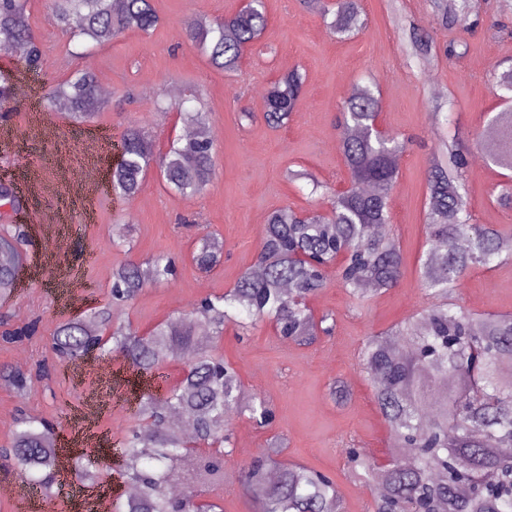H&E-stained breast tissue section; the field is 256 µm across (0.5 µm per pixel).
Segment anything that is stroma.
Instances as JSON below:
<instances>
[{"instance_id": "1", "label": "stroma", "mask_w": 512, "mask_h": 512, "mask_svg": "<svg viewBox=\"0 0 512 512\" xmlns=\"http://www.w3.org/2000/svg\"><path fill=\"white\" fill-rule=\"evenodd\" d=\"M243 0H153L160 17L150 33L128 32L84 54L82 47L52 23L45 0H28L27 14L40 42L44 66L35 72L28 97L16 98L8 119L0 120V181L11 183L18 211L0 216V225L24 224L30 231L25 267L13 296L0 298V316L9 327H31L16 342L0 341V370H19L30 378L26 395L0 385V446L8 444L19 413L43 418L57 427L59 447L88 425L94 442L88 453L106 463L103 443L120 444L133 423L130 411L112 414L93 398L123 402L132 395L127 360L112 357L110 374L100 375L92 359L60 363L49 339L64 321L93 306L111 302L112 271L129 261L162 253L177 265L174 279L147 285L120 319L149 333L168 319L190 314L196 302L233 288L254 268L263 224L282 205L329 211L326 199L307 181L289 172H308L332 190L350 175L339 149L336 119L353 85L372 75L382 100V116L392 133L409 138L399 156L387 233L404 257L397 286L362 305L352 304L336 269L312 298L316 314H332L335 329L310 347L283 341L268 323L243 332L227 324L214 352L231 363L246 397L271 403V429L234 417L235 448L224 483L209 492L224 512H255L240 467L263 451L271 433L282 434L286 460L330 474L342 496L344 512H373L377 489L354 476L346 449L361 448L384 458L390 432L373 401L361 349L369 336L401 325L430 298L419 284L424 250L427 175L437 158V116L451 114L460 136L476 140L468 157V211L474 224L512 227V209L496 203L494 187L503 170L492 164L484 143L491 118L505 108L493 86V65H512V0H483L478 14L460 17L449 30L435 25L430 0H362L368 16L363 33L342 40L303 0H266L269 26L250 49L240 71L212 69L186 40L188 18L216 19L237 12ZM428 31L437 45L454 40L467 50L458 58L423 60L413 55L402 22ZM107 76L111 107L93 123L78 128L61 112L50 111L54 88L80 68ZM306 75L303 101L288 126L269 128L261 114L269 81L291 69ZM202 92L214 130V174L205 191L181 196L156 174L133 199L119 192L88 189L67 178L72 169L101 154L115 156L124 130L139 126L166 149L184 125L176 107ZM254 113L239 118L240 108ZM134 227L132 250L115 246V229ZM224 241V260L210 272L191 260L200 232ZM455 297L476 316L512 314V264L477 267L459 282Z\"/></svg>"}]
</instances>
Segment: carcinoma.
<instances>
[{"label":"carcinoma","mask_w":512,"mask_h":512,"mask_svg":"<svg viewBox=\"0 0 512 512\" xmlns=\"http://www.w3.org/2000/svg\"><path fill=\"white\" fill-rule=\"evenodd\" d=\"M436 23L447 29L461 14L479 11L474 0H432ZM27 0H0V50H21L32 71L43 66V53L32 34ZM321 15H333L329 27L341 38L367 28L361 0H339L332 9L326 0H304ZM56 25L84 45L95 48L127 32L147 33L160 18L152 0H48ZM268 26L264 0H252L235 14L209 21L190 18L188 41L222 72H236L246 52ZM407 38L415 53L430 57L434 41L412 24ZM298 69L269 82L263 94V118L270 128L288 125L304 92ZM105 106L95 73L73 72L60 83L50 100L54 112L75 123L89 121ZM382 103L375 82L355 85L346 98L339 132L340 152L352 187L330 194L333 219L315 210L296 211L285 205L271 211L264 227L256 266L257 277L243 272L233 288L206 299L190 317L174 318L144 336L129 322L116 320L114 308L130 303L148 283L172 276L165 254L130 261L112 273V304L91 309L94 329L77 320L60 326L52 349L63 362L97 352L118 355L145 374L189 354L180 381L163 395L144 393L137 419L123 441L127 461L124 477L138 493L118 503V512H198L202 489L193 480L224 483V468L235 447L230 420L249 414L258 427L268 428L275 414L266 399L242 401L236 370L213 354L227 323L245 316L250 324L270 322L278 336L310 345L328 335L331 315H314L309 301L326 284V271L342 263V277L350 297L359 304L395 287L401 277L403 253L398 241L372 233L389 223L390 199L398 171L392 159L408 140L392 135L381 141L369 130ZM180 119L200 129L207 113L200 108L180 111ZM492 124L502 137L494 165L512 171V111L499 112ZM445 159L427 178V223L420 259V286L435 302L405 323L395 335L409 344L400 357L388 338L374 336L363 349V362L372 378L376 407L393 437L384 461L359 448H349L350 468L379 486L374 512H512V456L499 444L512 439V316L487 315L475 321L453 303L451 294L460 279L475 267L512 260V231L491 224H471L467 218L466 169L469 148L458 138H439ZM121 162L112 170V187L135 197L152 164H157L167 187L180 195L200 193L213 175L212 141L202 134L175 138L164 152L151 135L129 127L119 141ZM0 294L7 295L22 257L24 234L0 231ZM208 271L224 259V242L202 235L192 256ZM175 412L193 418L192 434L206 444L190 452L173 430ZM400 448L414 449L408 459ZM277 445L263 450L242 470L257 512H343L336 481L311 467L279 458ZM0 457L11 461L25 480L46 490L56 482L57 456L45 422L22 417L9 446ZM494 472L488 483L484 474ZM72 473L95 482L100 472L78 457Z\"/></svg>","instance_id":"obj_1"}]
</instances>
